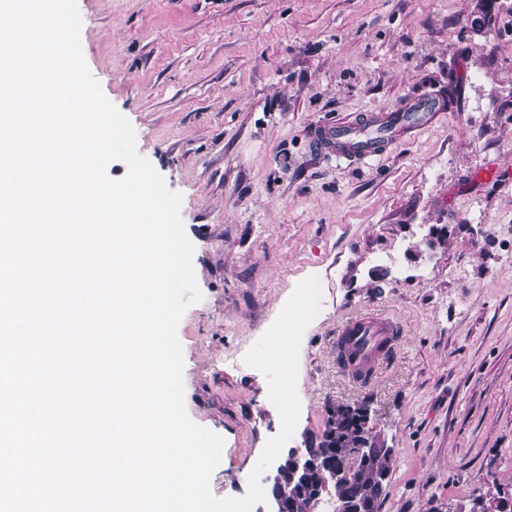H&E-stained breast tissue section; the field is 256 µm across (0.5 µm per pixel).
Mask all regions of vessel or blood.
I'll list each match as a JSON object with an SVG mask.
<instances>
[{
  "mask_svg": "<svg viewBox=\"0 0 512 512\" xmlns=\"http://www.w3.org/2000/svg\"><path fill=\"white\" fill-rule=\"evenodd\" d=\"M445 112L439 98L412 99L391 112L319 124L311 138L317 151L335 153L340 160L366 162L411 132L431 125ZM395 334V325L388 316L355 314L338 332L336 353L343 356L349 375L365 374L391 349Z\"/></svg>",
  "mask_w": 512,
  "mask_h": 512,
  "instance_id": "vessel-or-blood-1",
  "label": "vessel or blood"
}]
</instances>
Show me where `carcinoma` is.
Masks as SVG:
<instances>
[{
    "instance_id": "cac0c4a2",
    "label": "carcinoma",
    "mask_w": 512,
    "mask_h": 512,
    "mask_svg": "<svg viewBox=\"0 0 512 512\" xmlns=\"http://www.w3.org/2000/svg\"><path fill=\"white\" fill-rule=\"evenodd\" d=\"M361 422L359 409L339 406L332 410L322 434L311 440L307 457L320 460L307 468L303 480H295V470L302 465L293 452H288L277 464L276 480L270 495L283 496L288 501L287 512H306L310 501L324 486L333 487L336 500L372 501L381 504L386 496L388 477L393 466L392 449L386 448L358 460L355 468L336 480V462L349 448H373Z\"/></svg>"
}]
</instances>
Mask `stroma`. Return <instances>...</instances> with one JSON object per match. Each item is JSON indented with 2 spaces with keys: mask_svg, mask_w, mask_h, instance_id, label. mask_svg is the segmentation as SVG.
<instances>
[{
  "mask_svg": "<svg viewBox=\"0 0 512 512\" xmlns=\"http://www.w3.org/2000/svg\"><path fill=\"white\" fill-rule=\"evenodd\" d=\"M506 0H77L82 55L136 149L179 193L199 302L178 337L189 418L224 440L209 486L244 496L281 429L244 357L302 280L301 408L366 404L394 450L381 512L512 496V8ZM447 113L366 163L314 125L445 97ZM499 169L498 179L483 172ZM442 241L428 248L431 232ZM399 323L367 382L336 361L358 312Z\"/></svg>",
  "mask_w": 512,
  "mask_h": 512,
  "instance_id": "35a3bbf8",
  "label": "stroma"
}]
</instances>
